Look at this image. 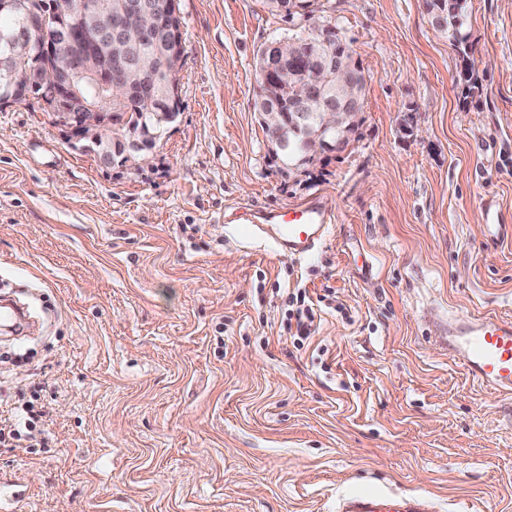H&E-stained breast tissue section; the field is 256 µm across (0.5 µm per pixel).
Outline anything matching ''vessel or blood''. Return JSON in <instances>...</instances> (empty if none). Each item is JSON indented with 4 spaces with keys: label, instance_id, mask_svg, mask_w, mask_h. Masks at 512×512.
Returning <instances> with one entry per match:
<instances>
[{
    "label": "vessel or blood",
    "instance_id": "b4317fda",
    "mask_svg": "<svg viewBox=\"0 0 512 512\" xmlns=\"http://www.w3.org/2000/svg\"><path fill=\"white\" fill-rule=\"evenodd\" d=\"M243 218L252 223L263 220L269 240L280 249L302 255L321 242L333 214L324 202L314 199L260 216L249 211ZM438 342L449 358L483 387L512 396L511 316H449ZM341 512H429V508L416 497L368 493L346 499Z\"/></svg>",
    "mask_w": 512,
    "mask_h": 512
}]
</instances>
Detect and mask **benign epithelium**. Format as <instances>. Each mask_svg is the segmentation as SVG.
Listing matches in <instances>:
<instances>
[{"mask_svg":"<svg viewBox=\"0 0 512 512\" xmlns=\"http://www.w3.org/2000/svg\"><path fill=\"white\" fill-rule=\"evenodd\" d=\"M178 14V0H83L79 8L56 16L58 36L39 46L50 63L38 75L19 64L17 49L29 50L22 31L42 29L45 14L29 11L24 0H0V15L10 16L19 32L5 37L7 49L0 53V81L6 85L48 82L52 92L40 98L54 122L67 133L84 132L91 140L110 137L113 145L129 149L128 163L148 162L147 151L129 135V114L125 105L152 88L155 72L167 59H181L185 52L182 31L171 25ZM310 32L324 46L336 41L331 26L307 22ZM309 40L278 39L266 43L273 62L260 72L258 86L277 77L289 97L294 118L283 121L281 113H265L264 123L274 139L288 146V134L302 140L308 157H317L343 146L337 136L351 113L358 110L357 75L341 51L327 57L330 74L322 77L306 70L288 72L282 62L304 52ZM105 96L109 109L103 110L97 97Z\"/></svg>","mask_w":512,"mask_h":512,"instance_id":"benign-epithelium-1","label":"benign epithelium"}]
</instances>
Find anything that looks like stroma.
<instances>
[{
    "label": "stroma",
    "mask_w": 512,
    "mask_h": 512,
    "mask_svg": "<svg viewBox=\"0 0 512 512\" xmlns=\"http://www.w3.org/2000/svg\"><path fill=\"white\" fill-rule=\"evenodd\" d=\"M180 114L143 168H106L38 107L0 108V420L46 407V447L0 446V512H338L396 492L512 512V398L472 381L434 318L512 317V0H467L472 53L424 0H327L367 77L355 140L283 174L254 54L300 33L266 0H180ZM321 199L294 259L235 211ZM316 302L290 338L288 295ZM288 302L294 309L288 313V331H292V319H295L296 331L292 334L293 343L298 346H304V343L310 339L312 326L315 320L314 304L310 297H307L306 291L298 289L296 293L290 294Z\"/></svg>",
    "instance_id": "stroma-1"
}]
</instances>
